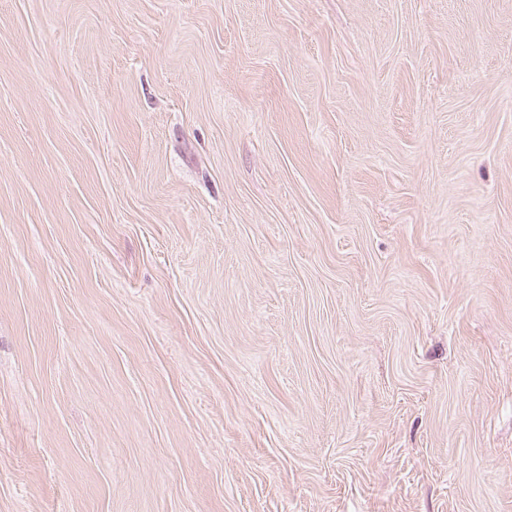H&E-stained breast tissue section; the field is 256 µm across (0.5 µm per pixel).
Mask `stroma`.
<instances>
[{
    "instance_id": "obj_1",
    "label": "stroma",
    "mask_w": 512,
    "mask_h": 512,
    "mask_svg": "<svg viewBox=\"0 0 512 512\" xmlns=\"http://www.w3.org/2000/svg\"><path fill=\"white\" fill-rule=\"evenodd\" d=\"M0 512H512V0H0Z\"/></svg>"
}]
</instances>
